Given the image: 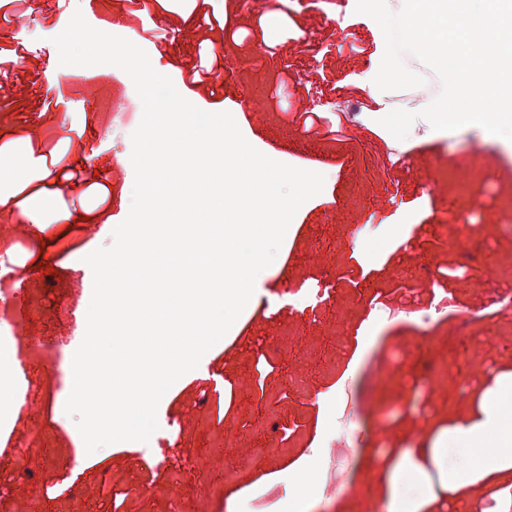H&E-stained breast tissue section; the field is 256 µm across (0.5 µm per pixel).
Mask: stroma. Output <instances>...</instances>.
Returning <instances> with one entry per match:
<instances>
[{
	"mask_svg": "<svg viewBox=\"0 0 512 512\" xmlns=\"http://www.w3.org/2000/svg\"><path fill=\"white\" fill-rule=\"evenodd\" d=\"M28 4L12 23L21 48L0 40V181L12 194L0 205V249L17 276L42 260L53 272L21 290L14 278L0 280L19 327L14 373L31 384L0 433V448L23 458L0 469L7 494L0 512H226L227 499L239 496L250 512H273L264 496H284L289 473L309 460L306 445L327 417L318 398L343 379L355 394L347 425L353 452L338 501L321 500L316 512L381 507L385 474L403 449L428 447L437 432L476 417L493 378L512 373V312L500 304L512 283L484 279L489 269L512 270V149L499 147L488 165L477 153L481 126L440 131L419 118L405 158L394 164L392 134L367 112L351 116L342 134L305 133L293 121L305 108L327 112L339 99L368 104L382 95L372 74L381 35L345 2L334 9L324 0H271L270 11L255 14L239 0H151L141 20L119 0ZM77 10L94 28L140 43L177 86L216 56L212 83L190 102L232 113L256 149L325 177L322 192L295 215L291 250L266 268L249 308L164 395L149 441L92 454L64 411L66 394L52 387L53 359L71 316L87 314L93 276L85 256L111 245L130 211L131 129L142 115L131 114L129 128L112 125V97L131 86L128 76L60 68L52 39ZM210 17L223 30H209ZM146 23L166 33L163 45L140 41ZM91 86L97 97L83 103ZM52 152L65 154L80 182L63 178L64 166L48 160ZM117 165L123 181L109 184L111 199L99 205L86 183H109L106 171ZM27 202L38 206V223L22 215ZM41 223L46 232L38 231ZM405 223L409 231L393 236ZM366 225L390 234L388 245L368 251L360 234ZM472 236L483 244L482 264L449 277L452 309L421 325L429 290L395 293L391 278L452 263ZM325 266L335 282L319 300L314 291ZM378 293L401 307L400 320L372 323L368 302ZM464 318L470 325L463 331ZM72 455L80 464L65 469ZM509 497L512 472L442 493L432 510L466 512L469 500Z\"/></svg>",
	"mask_w": 512,
	"mask_h": 512,
	"instance_id": "35a3bbf8",
	"label": "stroma"
}]
</instances>
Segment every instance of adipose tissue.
Returning a JSON list of instances; mask_svg holds the SVG:
<instances>
[{
  "label": "adipose tissue",
  "instance_id": "ef3b65f1",
  "mask_svg": "<svg viewBox=\"0 0 512 512\" xmlns=\"http://www.w3.org/2000/svg\"><path fill=\"white\" fill-rule=\"evenodd\" d=\"M512 470V374L495 377L477 419L405 451L388 481L385 512H424L434 487L457 490Z\"/></svg>",
  "mask_w": 512,
  "mask_h": 512
}]
</instances>
